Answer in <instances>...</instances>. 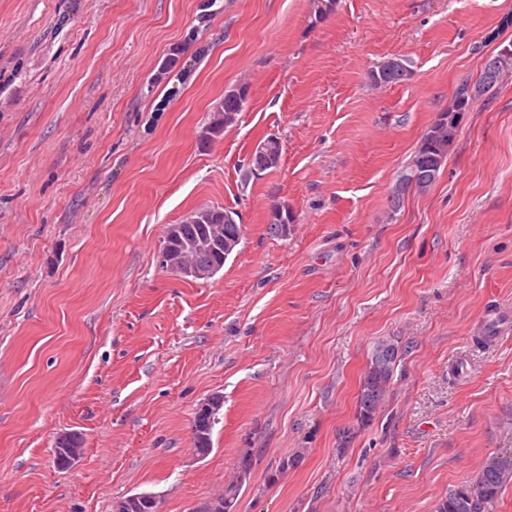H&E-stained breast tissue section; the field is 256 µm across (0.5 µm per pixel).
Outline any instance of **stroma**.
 Listing matches in <instances>:
<instances>
[{"mask_svg": "<svg viewBox=\"0 0 512 512\" xmlns=\"http://www.w3.org/2000/svg\"><path fill=\"white\" fill-rule=\"evenodd\" d=\"M310 13V0H0V512H112L142 492L195 512L236 480L234 512H435L512 448L511 72L464 114L430 190L389 208L456 89L512 42V0ZM390 57L410 80L371 86ZM240 85L243 112L203 140ZM270 135L279 165L249 174ZM283 202L295 222L275 235ZM202 206L236 212L241 240L191 281L157 256ZM381 339L401 352L360 428ZM214 395L202 458L194 417ZM67 433L84 453L62 470ZM79 442H83V440L75 433L64 435L58 439L53 454L54 461L59 468L69 469L79 462L82 448H72L78 447Z\"/></svg>", "mask_w": 512, "mask_h": 512, "instance_id": "35a3bbf8", "label": "stroma"}]
</instances>
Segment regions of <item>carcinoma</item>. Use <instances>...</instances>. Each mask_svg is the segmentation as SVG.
<instances>
[{
	"instance_id": "carcinoma-1",
	"label": "carcinoma",
	"mask_w": 512,
	"mask_h": 512,
	"mask_svg": "<svg viewBox=\"0 0 512 512\" xmlns=\"http://www.w3.org/2000/svg\"><path fill=\"white\" fill-rule=\"evenodd\" d=\"M494 58L498 62L494 75L490 77L483 71L474 85L465 84L459 87L448 109L441 112L423 134L419 146L390 190L391 212L399 209L406 192L413 189L424 193L433 186L448 156V150L457 137L459 114L471 111L482 96L496 87L504 73L512 71V51L497 52ZM410 76L409 66L397 58L378 63L368 74L369 81L380 87L403 83ZM247 99L248 88L245 86L225 92L205 128L204 138L221 136L226 125L224 116L230 112L238 115L243 111ZM205 210L209 212L210 223L226 227L232 225L235 230H240L235 212L215 206H207ZM175 228L178 229L177 238L172 241V245L179 251L187 244L204 242L208 236V226L205 224H192L184 220L175 225ZM398 357L399 345L392 340H381L373 346L358 395V423L364 425L373 419L387 395ZM511 481L512 453L505 451L486 459L474 479L442 496L438 500L436 512H490L503 487Z\"/></svg>"
}]
</instances>
